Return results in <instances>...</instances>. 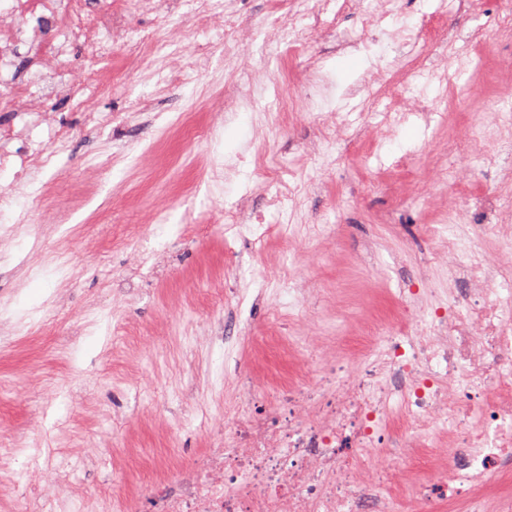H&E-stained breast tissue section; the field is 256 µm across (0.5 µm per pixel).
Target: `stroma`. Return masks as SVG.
I'll return each instance as SVG.
<instances>
[{"instance_id":"35a3bbf8","label":"stroma","mask_w":512,"mask_h":512,"mask_svg":"<svg viewBox=\"0 0 512 512\" xmlns=\"http://www.w3.org/2000/svg\"><path fill=\"white\" fill-rule=\"evenodd\" d=\"M213 22L197 25L187 0L159 14L149 4L125 14L134 34H164V47L128 64L127 39L112 43V70L122 89L75 111L58 95L38 125L0 112L18 155L47 145L51 127L70 132L62 155L66 179L55 204L73 199L86 182L98 196L66 224L52 223L40 186L18 168L0 169V448L9 453V493L0 512H121L131 496L153 497L174 485L182 468L216 447L224 408L233 401L224 372V337L263 385L292 369L273 330L309 332L350 351L364 321L395 316L394 290L424 278L435 296L448 290L445 263L406 251L420 225L446 221L463 204L465 224H496L493 208H469L492 182L462 166L459 185L435 177L433 130L407 122L372 131V143L339 165L320 168L311 148L313 117L278 116L273 95L258 91L245 109L220 115L212 102L233 81L276 71L281 59L270 0H208ZM448 13L444 40L426 48L434 71L449 68L459 85L485 73L512 75V49L490 47L475 56L477 38L498 24L494 0L480 13L452 10L448 0H396L395 13L373 34L371 53L342 50L360 27L344 14L334 31L316 34L310 55L331 85L318 112H348L354 130L386 108L359 85L373 79L371 57L390 63L413 53L403 27L423 14ZM243 24L239 54L224 55V12ZM142 99L149 112L135 111ZM117 122L92 130L91 113ZM212 125L210 141L183 136L181 113ZM409 156L405 181L392 161ZM302 170L297 196L281 212L269 207V170ZM245 220L291 227L288 242L225 234L227 211ZM336 225L334 237L322 225ZM301 293L311 320L289 318ZM244 297L237 317L224 300Z\"/></svg>"}]
</instances>
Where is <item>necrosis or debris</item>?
Segmentation results:
<instances>
[{
  "instance_id": "obj_1",
  "label": "necrosis or debris",
  "mask_w": 512,
  "mask_h": 512,
  "mask_svg": "<svg viewBox=\"0 0 512 512\" xmlns=\"http://www.w3.org/2000/svg\"><path fill=\"white\" fill-rule=\"evenodd\" d=\"M133 0H0V112L30 111L63 90L76 108L88 95L114 93L107 65L112 15ZM80 45L83 63L55 68L66 47ZM423 56L398 60L378 78L396 92L381 127L407 121L403 98L423 73ZM495 133L479 123L449 143L480 162L512 148V109L491 107ZM502 224H424L421 245L448 262L446 299L426 304L413 281L396 292L401 318L361 329L358 346L321 359L308 336L284 348L295 370L274 389L258 385L224 339V370L235 399L216 448L161 495L156 512H512V171L498 170ZM427 461L434 482L405 498L394 486L401 463Z\"/></svg>"
}]
</instances>
